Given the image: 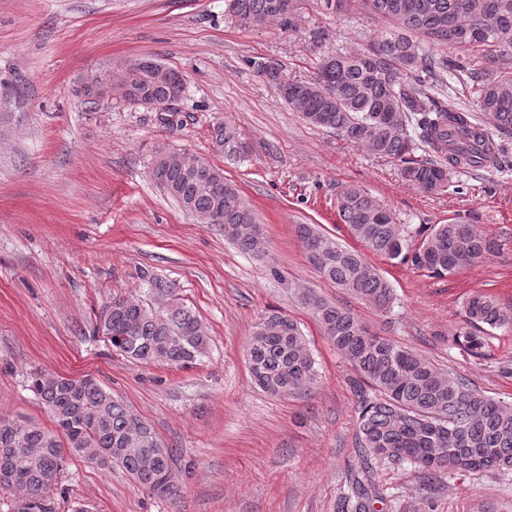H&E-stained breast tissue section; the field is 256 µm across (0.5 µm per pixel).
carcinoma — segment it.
<instances>
[{
    "label": "carcinoma",
    "instance_id": "obj_1",
    "mask_svg": "<svg viewBox=\"0 0 512 512\" xmlns=\"http://www.w3.org/2000/svg\"><path fill=\"white\" fill-rule=\"evenodd\" d=\"M299 0H227L231 16L249 25L292 24ZM325 11L355 3L386 23L372 42L323 55L313 75L292 80L282 99L310 125L388 158L402 179L422 193H440L461 170L500 168L501 140L512 136V0H317ZM496 24V37L470 36L479 21ZM461 52L456 57L446 49ZM453 76L467 102L449 106L435 90ZM179 72L153 60L123 81L137 93L165 100ZM22 76L0 78V120L23 108ZM484 116L488 122L479 120ZM171 149L156 157L152 178L202 223L218 215L224 238L255 256L266 252L263 228L222 170L202 161L188 170ZM224 180V197L206 180ZM336 210L353 238L391 261L409 262L432 277L450 275L500 252L502 240L457 218L425 226L419 244L408 224L366 191L345 185ZM302 247L319 242L307 258L319 276L344 293L386 310L394 302L389 282L356 249L340 244L314 224L296 226ZM145 284L157 296L173 285L158 276ZM336 350L359 374L356 447L359 470L350 474L349 512H370L375 464L413 463L437 477L445 473L512 470V403L490 398L465 377L437 370L413 349L371 332L349 308L312 288L297 293ZM455 342L469 356L486 355L492 331L512 327V308L490 294L472 295ZM96 330L116 350L140 363L187 367L207 346L206 331L190 309H162L140 299L115 296L96 316ZM253 383L272 397H286L317 379L315 359L297 322L273 309L255 325L247 347ZM30 387L49 412V429L27 419L0 418V462L10 476L0 487L21 495L17 512L41 508L61 479L64 452L85 457L96 449L94 467L117 465L151 494H176L173 460L156 437L142 445L132 433L130 410L87 375L72 379L42 371Z\"/></svg>",
    "mask_w": 512,
    "mask_h": 512
}]
</instances>
